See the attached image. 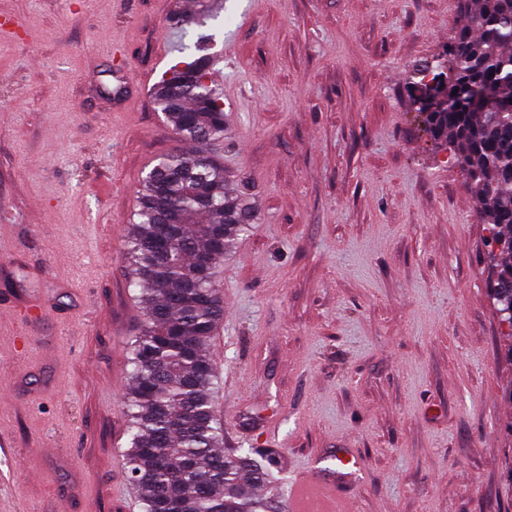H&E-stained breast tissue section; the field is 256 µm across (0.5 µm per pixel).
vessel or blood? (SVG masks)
I'll use <instances>...</instances> for the list:
<instances>
[{"mask_svg":"<svg viewBox=\"0 0 512 512\" xmlns=\"http://www.w3.org/2000/svg\"><path fill=\"white\" fill-rule=\"evenodd\" d=\"M357 462L344 451L336 453V473L294 481L289 489L291 512H349L336 482L352 474Z\"/></svg>","mask_w":512,"mask_h":512,"instance_id":"b4317fda","label":"vessel or blood"}]
</instances>
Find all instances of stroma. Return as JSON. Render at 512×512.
<instances>
[{
	"mask_svg": "<svg viewBox=\"0 0 512 512\" xmlns=\"http://www.w3.org/2000/svg\"><path fill=\"white\" fill-rule=\"evenodd\" d=\"M189 0H0V512H140L123 467V256L153 160L184 151L153 101ZM228 185L253 229L218 269L224 449L292 480L361 463L355 512H512V343L486 232L409 107L457 0H224ZM141 82L112 106L115 76Z\"/></svg>",
	"mask_w": 512,
	"mask_h": 512,
	"instance_id": "obj_1",
	"label": "stroma"
}]
</instances>
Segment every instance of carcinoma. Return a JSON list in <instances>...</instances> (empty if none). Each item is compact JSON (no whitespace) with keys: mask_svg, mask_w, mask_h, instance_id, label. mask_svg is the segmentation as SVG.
Listing matches in <instances>:
<instances>
[{"mask_svg":"<svg viewBox=\"0 0 512 512\" xmlns=\"http://www.w3.org/2000/svg\"><path fill=\"white\" fill-rule=\"evenodd\" d=\"M446 61L408 78L412 106L447 146L496 251L488 296L512 337V0H459ZM223 0L179 12L183 30L218 17ZM212 36L181 44L182 60L152 89L177 137L194 147L160 157L142 180L125 245L144 324L129 342L126 468L142 512H275L259 493L281 471L269 448L224 453L210 341L224 320L217 272L251 229L247 198L225 187L224 92Z\"/></svg>","mask_w":512,"mask_h":512,"instance_id":"cac0c4a2","label":"carcinoma"}]
</instances>
